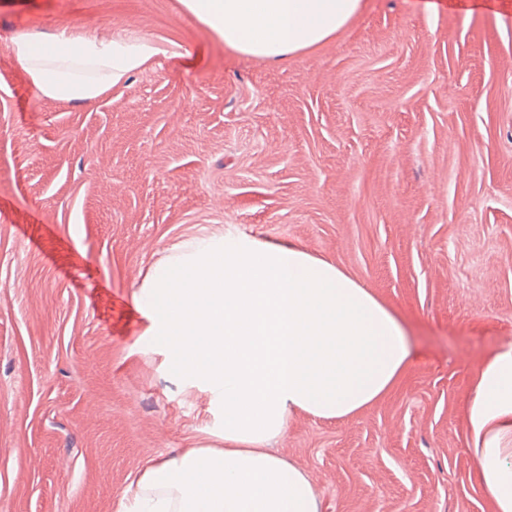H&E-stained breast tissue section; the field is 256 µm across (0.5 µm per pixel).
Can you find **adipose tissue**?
<instances>
[{
  "mask_svg": "<svg viewBox=\"0 0 512 512\" xmlns=\"http://www.w3.org/2000/svg\"><path fill=\"white\" fill-rule=\"evenodd\" d=\"M225 47L283 60L317 47L362 0H180ZM13 57L44 98L88 104L173 42L91 31L22 33ZM135 303L173 375L220 403L223 445L181 448L147 466L120 512H321L310 474L272 452L294 415L343 421L381 400L416 352L402 319L347 272L302 247L244 233L175 245ZM465 436L495 512H512V343L486 355Z\"/></svg>",
  "mask_w": 512,
  "mask_h": 512,
  "instance_id": "adipose-tissue-1",
  "label": "adipose tissue"
}]
</instances>
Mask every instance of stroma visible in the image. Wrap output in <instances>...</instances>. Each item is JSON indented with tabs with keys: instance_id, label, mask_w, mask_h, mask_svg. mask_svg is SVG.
<instances>
[{
	"instance_id": "1",
	"label": "stroma",
	"mask_w": 512,
	"mask_h": 512,
	"mask_svg": "<svg viewBox=\"0 0 512 512\" xmlns=\"http://www.w3.org/2000/svg\"><path fill=\"white\" fill-rule=\"evenodd\" d=\"M363 2L269 62L179 0H0V512H118L146 466L223 431L133 295L173 244L229 230L336 263L418 354L359 415L273 442L321 512H493L463 425L512 342V0ZM63 29L184 54L52 101L10 39Z\"/></svg>"
}]
</instances>
